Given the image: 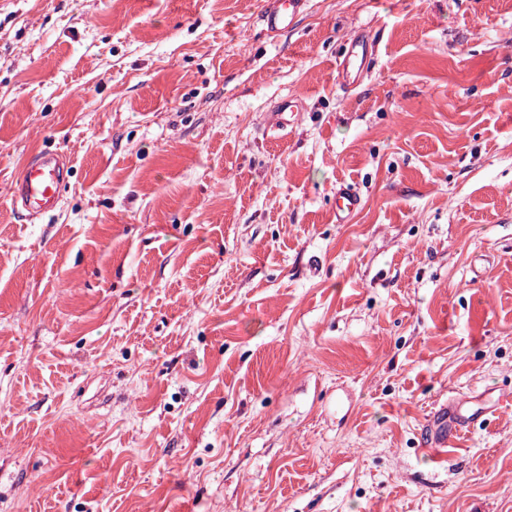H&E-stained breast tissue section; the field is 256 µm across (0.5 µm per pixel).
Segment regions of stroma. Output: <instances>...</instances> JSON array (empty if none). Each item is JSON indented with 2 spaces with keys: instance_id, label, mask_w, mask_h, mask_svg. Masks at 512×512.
<instances>
[{
  "instance_id": "stroma-1",
  "label": "stroma",
  "mask_w": 512,
  "mask_h": 512,
  "mask_svg": "<svg viewBox=\"0 0 512 512\" xmlns=\"http://www.w3.org/2000/svg\"><path fill=\"white\" fill-rule=\"evenodd\" d=\"M264 5L0 0V512H512V0ZM305 5V0H272L263 12V21L270 33L288 28ZM369 56L370 48L367 45H362L358 50L350 47L345 53L343 59L339 62L338 68L343 77V85L346 88L355 87L356 78L353 77V74L364 71ZM70 177L67 156L43 150L28 160L11 183L12 202L30 221L55 212ZM336 221L346 223L361 204V197L349 185L340 183L336 186Z\"/></svg>"
}]
</instances>
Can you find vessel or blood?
Segmentation results:
<instances>
[{
  "label": "vessel or blood",
  "instance_id": "vessel-or-blood-1",
  "mask_svg": "<svg viewBox=\"0 0 512 512\" xmlns=\"http://www.w3.org/2000/svg\"><path fill=\"white\" fill-rule=\"evenodd\" d=\"M304 5L305 0H270L263 12L268 31L277 33L288 28ZM369 56L370 49L365 45L345 53L339 63L345 87H354L355 75L364 71ZM69 177L70 164L67 156L49 150L37 153L28 160L11 184L10 193L15 208L32 221L55 212ZM360 204L361 198L351 186L344 183L337 185V223H346Z\"/></svg>",
  "mask_w": 512,
  "mask_h": 512
}]
</instances>
